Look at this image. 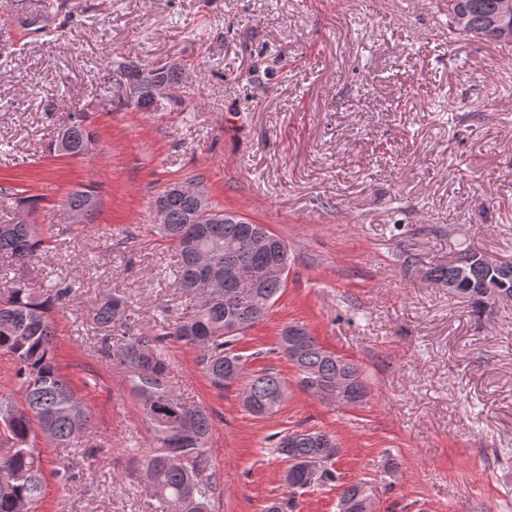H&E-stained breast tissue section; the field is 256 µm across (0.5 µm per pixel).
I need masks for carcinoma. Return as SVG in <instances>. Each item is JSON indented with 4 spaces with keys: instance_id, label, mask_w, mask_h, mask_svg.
I'll return each mask as SVG.
<instances>
[{
    "instance_id": "cac0c4a2",
    "label": "carcinoma",
    "mask_w": 512,
    "mask_h": 512,
    "mask_svg": "<svg viewBox=\"0 0 512 512\" xmlns=\"http://www.w3.org/2000/svg\"><path fill=\"white\" fill-rule=\"evenodd\" d=\"M499 9L500 0H448V26L459 30L454 25L453 13L460 12L467 16L462 32L479 38ZM120 73L137 82L152 75L173 87L182 81V69L178 67L142 69L129 65ZM64 133L76 155L85 142L94 138L82 112L70 114ZM161 196L166 199L167 223L157 225V231L178 251L179 288L189 294L201 293L199 303L173 324L168 335L197 348L207 376L213 384L222 386L245 370V362L233 349L234 343L268 315L285 280L271 279L255 287L240 277L224 284L223 292L215 296L209 279L197 265L196 251L210 253L221 272L226 263L244 272L271 261L288 265V247L264 225L249 224L234 215L224 214L219 222L206 223L204 206L191 193L166 189ZM93 198L95 192L84 188L70 193L63 204L69 209H83ZM46 244L36 223L0 224V258L24 265ZM477 255L472 249H463L455 260L430 270L429 276L445 287L452 286L455 293L483 310L495 303L489 296L493 289L504 287L512 292V265L504 263L492 271L482 266ZM76 288L77 282L66 278L52 280L38 289L17 280L7 287V292L0 293V354L13 357L25 386L22 405L0 407V438L11 444L8 451L0 454V512H14L18 502L33 506L41 498L43 461L30 444L35 430L49 434L57 448H73L89 435L86 408H70L75 391L56 363L55 328L50 315L53 308L70 302ZM129 310L128 299L115 294L95 308L93 322L105 331L106 339L118 328L127 334L117 362L126 370L127 381L139 398L153 433L149 448L140 454L138 471L145 483L147 506L161 512H210L220 489L208 448L212 435L210 414L204 407L184 404L175 395L169 385L170 364L159 349L162 337L131 331ZM229 320L238 324V332L233 336L224 335V322ZM301 330L304 346L298 357L289 353L284 335L280 336L279 350L297 368L303 386L320 397L334 389L336 378L343 376L350 380L352 395L367 398L368 388L358 367L326 351L306 327ZM147 388L155 390L160 400L172 397L178 408L192 416L189 435L174 441L159 434L161 422L150 415L142 394ZM243 391L252 402L253 415L262 414L266 404L281 403L285 397L280 379L269 371L250 374ZM286 439L292 442L293 456L304 463L336 452V448L327 447L328 443L336 442L335 437L324 431L287 432L276 442V453H281L282 441ZM364 490L362 482L344 486L338 500L342 512H362Z\"/></svg>"
}]
</instances>
